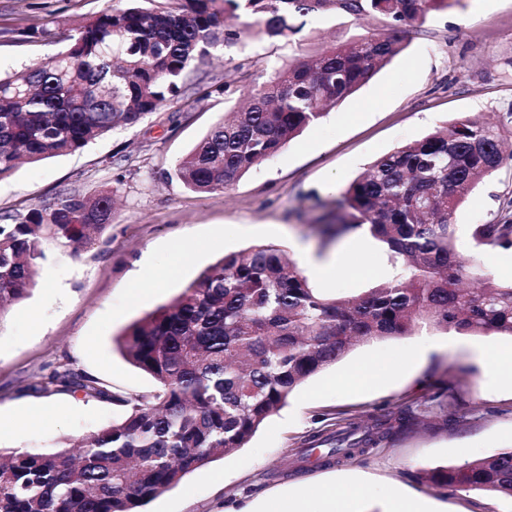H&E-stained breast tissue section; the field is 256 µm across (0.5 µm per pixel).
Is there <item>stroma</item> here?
Here are the masks:
<instances>
[{
  "mask_svg": "<svg viewBox=\"0 0 512 512\" xmlns=\"http://www.w3.org/2000/svg\"><path fill=\"white\" fill-rule=\"evenodd\" d=\"M125 0H0V70L54 56L59 43L40 29L66 32ZM371 18L313 13L291 40L245 34L218 48L191 75L186 95L141 125L118 130L82 152L20 165L0 181V213L27 212L69 189L86 196L113 192L116 211L99 242L81 256L49 242L36 285L0 314V409L17 416L0 430V450L72 442L123 414L112 402L42 385L68 370L109 391L145 395L153 379L119 351L116 337L178 295L224 255L253 245L306 254L312 285L328 296L361 294L404 270L392 266L369 233L321 247L311 230L318 202L338 196L380 156L461 117L501 125L512 112V0H461L407 28L401 54L342 104L254 166L221 195L198 194L172 173L207 130L238 106L250 87L282 64L376 28ZM512 197V161L480 182L453 214L460 255L485 260L497 281H512V249L477 245L476 225L492 221ZM201 239L209 247L173 280L133 287L141 267L168 268L173 243ZM411 336L371 340L307 379L245 448L187 475L145 512H272L284 499L323 487H360L363 512H384L408 493L438 512H512V499L487 491L443 493L420 470L451 466L512 449V385L492 383L472 348L512 352L508 336H463L462 347L419 358ZM358 365L373 369L372 387L341 384ZM411 407L416 423L389 443L327 467L301 463L310 435H330L341 420Z\"/></svg>",
  "mask_w": 512,
  "mask_h": 512,
  "instance_id": "obj_1",
  "label": "stroma"
}]
</instances>
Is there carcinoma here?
<instances>
[{"label":"carcinoma","mask_w":512,"mask_h":512,"mask_svg":"<svg viewBox=\"0 0 512 512\" xmlns=\"http://www.w3.org/2000/svg\"><path fill=\"white\" fill-rule=\"evenodd\" d=\"M456 0H130L58 38L45 62L0 73V180L22 161L84 150L116 128H133L189 89L192 66L244 31L288 38L291 17L333 12L380 20L375 30L274 70L176 165L196 193L222 194L274 158L329 108L351 97L403 50L400 28ZM504 138L462 117L381 156L334 200L320 205V246L362 229L408 275L358 295L326 297L277 244L226 255L168 304L116 339L152 377L148 395L122 397L67 370L49 384L124 407L122 417L71 445L0 453V512H139L218 456L245 447L309 377L358 342L412 333L420 324L464 335L512 337V282L460 259L456 206L504 161ZM112 193L62 189L26 214L0 213V314L35 284L42 244L79 255L112 224ZM481 245L512 248V199L476 225ZM415 420L397 406L308 439L330 465L362 455ZM419 479L439 491L512 498V450Z\"/></svg>","instance_id":"1"}]
</instances>
